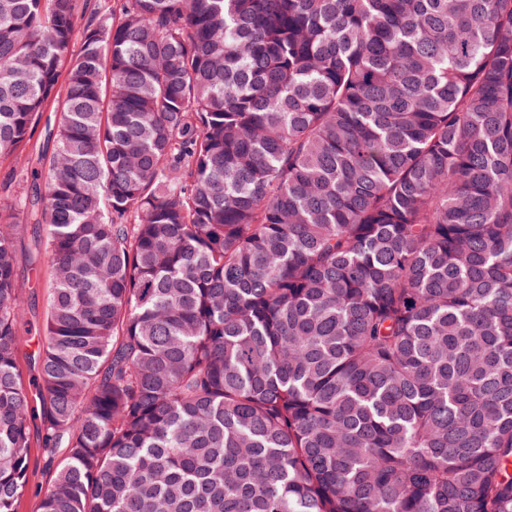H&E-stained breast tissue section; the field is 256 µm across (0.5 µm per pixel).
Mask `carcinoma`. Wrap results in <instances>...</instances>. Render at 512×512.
I'll list each match as a JSON object with an SVG mask.
<instances>
[{
    "label": "carcinoma",
    "instance_id": "cac0c4a2",
    "mask_svg": "<svg viewBox=\"0 0 512 512\" xmlns=\"http://www.w3.org/2000/svg\"><path fill=\"white\" fill-rule=\"evenodd\" d=\"M22 155L0 512H512V0H0ZM20 224L21 234L17 239L18 265L16 273L25 284L23 299L33 316L32 318L28 314L30 322L23 327L25 338L20 347V354L24 355L28 351H37L39 343L41 344L43 340L40 327L46 315L48 288L46 267L42 266L38 270L29 269L26 262L27 239L32 233L33 225L25 219ZM44 458L39 448L31 449V487L18 504V512H38L41 496L49 482V474L45 469ZM41 489V494L39 495Z\"/></svg>",
    "mask_w": 512,
    "mask_h": 512
}]
</instances>
